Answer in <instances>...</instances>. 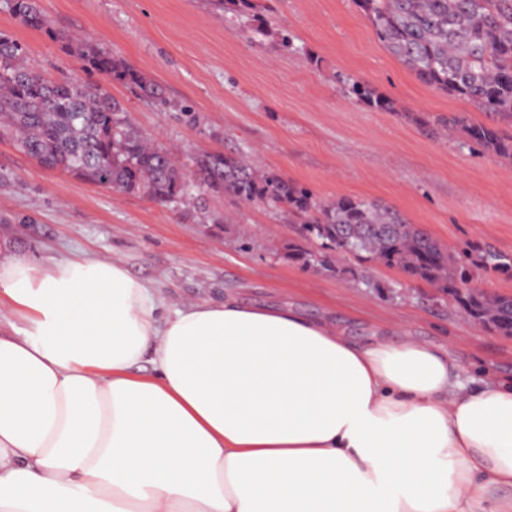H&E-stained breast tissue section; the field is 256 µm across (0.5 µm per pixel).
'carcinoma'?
Segmentation results:
<instances>
[{
	"mask_svg": "<svg viewBox=\"0 0 512 512\" xmlns=\"http://www.w3.org/2000/svg\"><path fill=\"white\" fill-rule=\"evenodd\" d=\"M252 17V30L270 33L269 16L256 0H231ZM384 48L422 83L469 102L480 112L512 117V0H355ZM23 26L43 30L81 70L120 83L138 99L169 107L165 89L109 48L76 33L55 30L38 0H10ZM23 49L0 33V134L40 166L90 184L124 192L143 191L158 203L187 192V175L166 151L154 146L123 116V104L97 82L78 75L50 80L22 62ZM347 93L377 111L394 112L393 101L370 85L349 80ZM433 126L459 129L467 141L490 155L512 159V137L472 124L463 115L440 116ZM192 177L200 186L244 205L284 208L314 244L295 258L329 265L332 255L398 267L408 276L435 284L481 327L512 337V296L486 305L466 287L474 270L512 272V258L489 247L458 257L395 208L364 198L320 201L303 186L274 172H260L222 151L201 152Z\"/></svg>",
	"mask_w": 512,
	"mask_h": 512,
	"instance_id": "carcinoma-1",
	"label": "carcinoma"
}]
</instances>
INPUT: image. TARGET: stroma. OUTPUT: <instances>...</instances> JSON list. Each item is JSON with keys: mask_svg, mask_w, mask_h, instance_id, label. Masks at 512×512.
Returning a JSON list of instances; mask_svg holds the SVG:
<instances>
[{"mask_svg": "<svg viewBox=\"0 0 512 512\" xmlns=\"http://www.w3.org/2000/svg\"><path fill=\"white\" fill-rule=\"evenodd\" d=\"M54 28L108 45L162 83L175 103L160 112L118 83L107 90L145 136L190 163L202 150L235 154L316 197L367 198L398 209L456 254L492 246L512 256V160L463 148L424 119L465 115L512 135V121L434 90L393 58L354 0H274L272 27L291 49L256 36L212 0H38ZM0 32L25 61L61 79L79 70L58 42L21 25L0 0ZM363 81L394 101L371 110L346 94ZM158 204L145 193L86 184L41 167L0 136V255L121 258L169 305L218 301L225 292L267 306L331 313L353 340L377 323L446 345L462 371L512 378V337L471 323L436 286L400 269L357 262L303 265L282 209L243 208L200 193Z\"/></svg>", "mask_w": 512, "mask_h": 512, "instance_id": "1", "label": "stroma"}]
</instances>
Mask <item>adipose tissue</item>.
I'll return each mask as SVG.
<instances>
[{"mask_svg": "<svg viewBox=\"0 0 512 512\" xmlns=\"http://www.w3.org/2000/svg\"><path fill=\"white\" fill-rule=\"evenodd\" d=\"M0 323V512H512V382L446 347L118 258L1 257Z\"/></svg>", "mask_w": 512, "mask_h": 512, "instance_id": "adipose-tissue-1", "label": "adipose tissue"}]
</instances>
